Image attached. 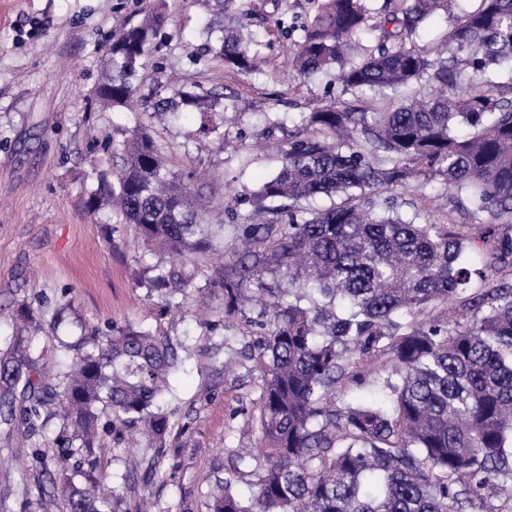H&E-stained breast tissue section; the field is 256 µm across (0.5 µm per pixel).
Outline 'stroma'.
Wrapping results in <instances>:
<instances>
[{"mask_svg": "<svg viewBox=\"0 0 512 512\" xmlns=\"http://www.w3.org/2000/svg\"><path fill=\"white\" fill-rule=\"evenodd\" d=\"M247 31L265 43L262 74L244 77L218 60L199 66L194 58L204 42L203 20L214 0H165L167 22L150 61L136 81V97L149 105L157 84L203 85L239 98L242 113L226 112V152L205 143L190 156L200 171L194 189L203 201L245 196L276 173L279 156L254 150L260 134L286 142L301 115L337 99L336 72L309 79L288 76L287 55L272 35L271 0H252ZM155 0H0V308L26 303L51 312L67 296L73 320L97 327L149 318L145 289L135 284L139 254L130 229L110 211L90 216L85 192L91 169L112 173L107 135L132 128L133 111L101 109L94 91L112 69L109 46L114 33L137 23ZM277 128H270V119ZM403 201L426 208L431 220L460 218L441 179L427 186L399 189ZM261 315L253 308L203 335L196 306L166 320L172 338L194 351L174 376L172 400L178 420L192 432L171 437L162 476L135 480L116 506L134 512L143 495L160 512H208L215 482L227 477L226 447L248 449L254 432L244 411L257 398V378L238 367L225 368L233 353L257 336ZM45 470L32 457V442L21 423H0V512H61Z\"/></svg>", "mask_w": 512, "mask_h": 512, "instance_id": "stroma-1", "label": "stroma"}]
</instances>
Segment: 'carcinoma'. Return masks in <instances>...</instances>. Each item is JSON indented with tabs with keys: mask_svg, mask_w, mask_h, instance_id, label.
<instances>
[{
	"mask_svg": "<svg viewBox=\"0 0 512 512\" xmlns=\"http://www.w3.org/2000/svg\"><path fill=\"white\" fill-rule=\"evenodd\" d=\"M204 30L224 67L257 71L255 40L233 22L248 0H215ZM457 0H387L370 23L367 0H321L289 47L291 76L338 68L354 106L336 100L303 114L278 171L248 197L199 217L191 166L151 133L152 119L197 113L192 135L224 139L216 118L240 111L210 89L161 85L152 111L105 145L115 180L95 173L85 208H110L133 228L152 276L137 286L172 317L190 297L218 294L224 317L261 306L263 339L249 370L260 377L254 452L216 482L209 512H512V0H473L437 48L415 49L431 16ZM165 24L161 12L112 35V72L96 88L105 109L133 106V79ZM375 44L355 60L356 38ZM440 177L466 222L420 221L384 192ZM338 197L323 208L317 200ZM247 202L264 224H236L250 250L229 266L224 212ZM275 282L269 283L265 276ZM453 303L468 313L449 323ZM27 305L24 332L0 352V422L20 419L43 465L58 467L63 512H115L114 476L101 458L155 450L156 467L178 423L167 402L183 363L161 324L57 335ZM51 333L57 371L38 372L39 332ZM380 373L388 407L339 392Z\"/></svg>",
	"mask_w": 512,
	"mask_h": 512,
	"instance_id": "1",
	"label": "carcinoma"
}]
</instances>
